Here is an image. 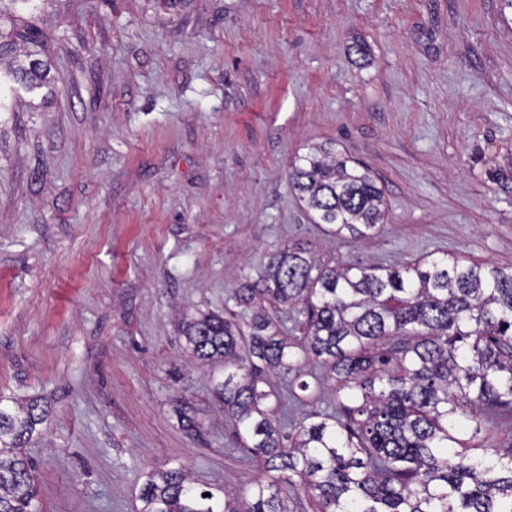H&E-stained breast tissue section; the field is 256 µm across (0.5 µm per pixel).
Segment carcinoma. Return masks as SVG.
<instances>
[{
	"label": "carcinoma",
	"mask_w": 512,
	"mask_h": 512,
	"mask_svg": "<svg viewBox=\"0 0 512 512\" xmlns=\"http://www.w3.org/2000/svg\"><path fill=\"white\" fill-rule=\"evenodd\" d=\"M28 91L47 82L41 59L9 69ZM288 183L316 224L339 240L376 235L384 194L330 147L291 163ZM240 314L198 310L179 321L184 350L205 365L240 447L265 476L240 490L198 488L177 464L145 475L136 512H512V443L475 441L481 421L512 425V268L450 255L366 267L317 259L311 244L271 254L228 297ZM324 373L312 386L304 364ZM294 375L300 400L329 390L336 407L292 423L269 375ZM0 395V512H37L25 452L50 413ZM184 431L199 423L178 410Z\"/></svg>",
	"instance_id": "1"
}]
</instances>
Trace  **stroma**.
Returning a JSON list of instances; mask_svg holds the SVG:
<instances>
[{
	"instance_id": "stroma-1",
	"label": "stroma",
	"mask_w": 512,
	"mask_h": 512,
	"mask_svg": "<svg viewBox=\"0 0 512 512\" xmlns=\"http://www.w3.org/2000/svg\"><path fill=\"white\" fill-rule=\"evenodd\" d=\"M13 21L58 79L0 112V393L51 409L39 512H134L163 464L262 477L176 323L285 244L512 267L507 0H32ZM318 144L382 188L374 239L325 235L289 188Z\"/></svg>"
}]
</instances>
